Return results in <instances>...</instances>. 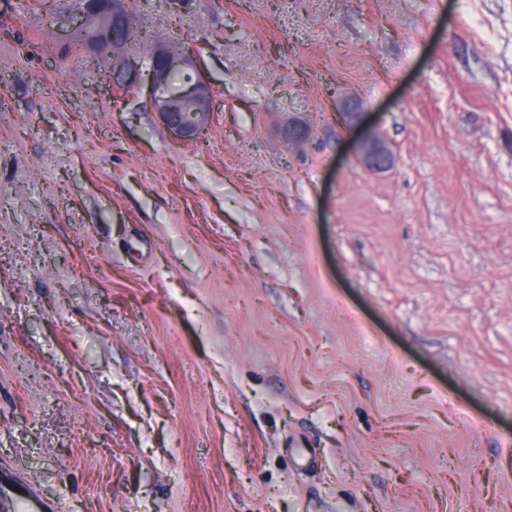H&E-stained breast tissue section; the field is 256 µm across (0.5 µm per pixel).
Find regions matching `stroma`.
Here are the masks:
<instances>
[{
	"label": "stroma",
	"mask_w": 512,
	"mask_h": 512,
	"mask_svg": "<svg viewBox=\"0 0 512 512\" xmlns=\"http://www.w3.org/2000/svg\"><path fill=\"white\" fill-rule=\"evenodd\" d=\"M130 7L198 46L202 140L65 55L73 0H0V465L62 512H512V0ZM360 158L367 167L377 170L390 164L391 153L385 145L377 143L376 137H370L361 144Z\"/></svg>",
	"instance_id": "35a3bbf8"
}]
</instances>
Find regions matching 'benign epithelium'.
<instances>
[{
    "label": "benign epithelium",
    "mask_w": 512,
    "mask_h": 512,
    "mask_svg": "<svg viewBox=\"0 0 512 512\" xmlns=\"http://www.w3.org/2000/svg\"><path fill=\"white\" fill-rule=\"evenodd\" d=\"M128 13V0H82L75 13L76 21L67 34L70 42L76 34L93 30V35L84 42V53L101 57L123 86L136 84L139 75L137 60L129 47H124L119 55L112 51ZM149 63L155 112L176 139L195 141L204 134L211 116L210 89L199 54L184 52L179 43L158 40L150 48ZM189 68L195 75L188 77L182 86L171 87L172 71L185 72ZM360 158L367 167L377 170L390 164L391 153L377 143V138L370 137L361 144Z\"/></svg>",
    "instance_id": "1"
}]
</instances>
